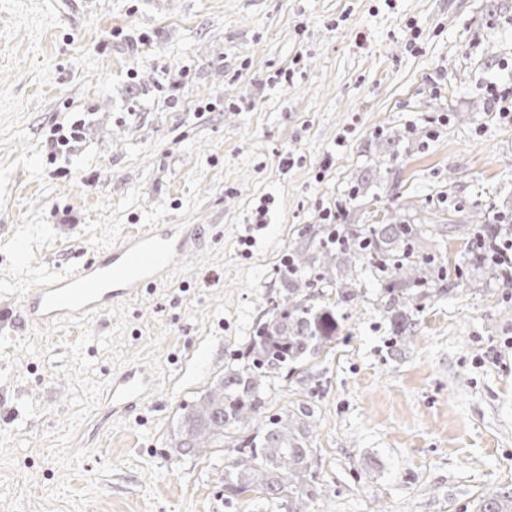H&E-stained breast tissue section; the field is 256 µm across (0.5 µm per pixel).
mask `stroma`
Masks as SVG:
<instances>
[{"label": "stroma", "instance_id": "1", "mask_svg": "<svg viewBox=\"0 0 512 512\" xmlns=\"http://www.w3.org/2000/svg\"><path fill=\"white\" fill-rule=\"evenodd\" d=\"M510 102L512 0H0V512H280L225 501L223 448L176 452L182 407L326 215H467L512 192ZM376 164L377 198H352ZM150 224L197 229L167 278L83 323L14 325L28 288ZM447 282L397 347L366 285L344 340L270 389L266 413L316 409L304 512H472L512 491V287L461 263ZM133 365L155 392L111 413L102 392Z\"/></svg>", "mask_w": 512, "mask_h": 512}]
</instances>
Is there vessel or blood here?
<instances>
[{"label": "vessel or blood", "instance_id": "obj_1", "mask_svg": "<svg viewBox=\"0 0 512 512\" xmlns=\"http://www.w3.org/2000/svg\"><path fill=\"white\" fill-rule=\"evenodd\" d=\"M190 227L151 224L124 236L100 261L81 269L44 279L23 296L18 326L82 323L100 314L118 299L138 296L173 270L176 259L195 248ZM155 379L144 367L134 365L109 382L105 401L109 410H127L145 401Z\"/></svg>", "mask_w": 512, "mask_h": 512}]
</instances>
